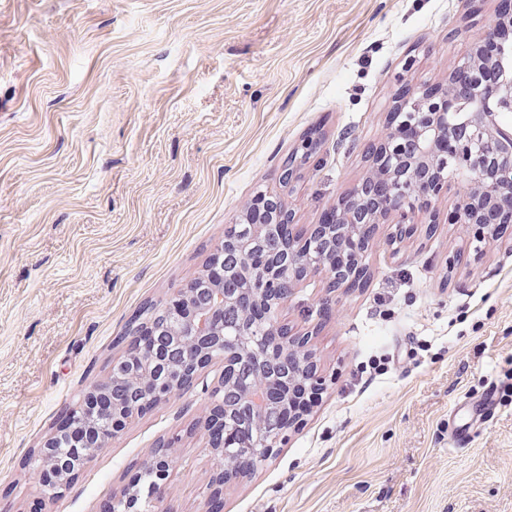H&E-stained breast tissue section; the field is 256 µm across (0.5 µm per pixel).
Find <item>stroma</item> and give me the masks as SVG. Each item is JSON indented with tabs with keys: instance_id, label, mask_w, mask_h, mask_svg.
Segmentation results:
<instances>
[{
	"instance_id": "1",
	"label": "stroma",
	"mask_w": 512,
	"mask_h": 512,
	"mask_svg": "<svg viewBox=\"0 0 512 512\" xmlns=\"http://www.w3.org/2000/svg\"><path fill=\"white\" fill-rule=\"evenodd\" d=\"M498 0H0V512H27L29 462L106 381L143 308L208 267L258 194L295 223L373 171L398 95L445 84ZM320 149L292 184L303 140ZM379 225L355 285L299 282L278 325L323 394L273 456L224 487L207 420L224 367L98 448L47 512H101L159 441L153 512H512V230L470 252L449 223ZM492 382L494 422L454 448L448 416ZM318 148L319 144L317 141L307 140L302 142L301 146L288 156V160L283 162L280 180L284 184L292 183L296 178L298 167L309 160L317 152Z\"/></svg>"
}]
</instances>
